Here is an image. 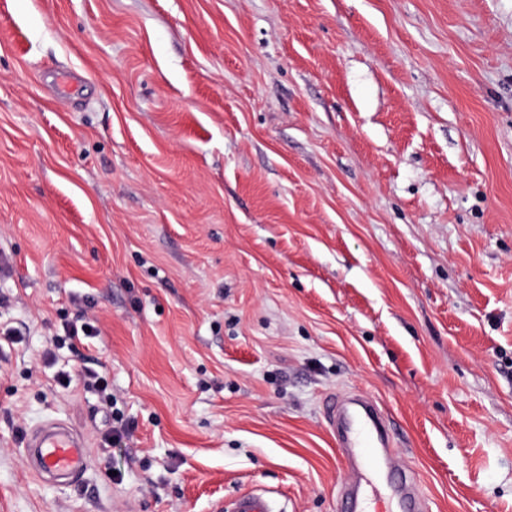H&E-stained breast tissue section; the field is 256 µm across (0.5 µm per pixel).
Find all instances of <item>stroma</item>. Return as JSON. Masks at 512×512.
Listing matches in <instances>:
<instances>
[{
    "label": "stroma",
    "mask_w": 512,
    "mask_h": 512,
    "mask_svg": "<svg viewBox=\"0 0 512 512\" xmlns=\"http://www.w3.org/2000/svg\"><path fill=\"white\" fill-rule=\"evenodd\" d=\"M7 329L0 512H340L358 392L428 512H512V0H0ZM24 450L34 459L39 474L64 477L74 486L90 463L80 436L61 422L47 423L28 435ZM276 502L266 493L243 494L234 499L227 512H276Z\"/></svg>",
    "instance_id": "stroma-1"
}]
</instances>
